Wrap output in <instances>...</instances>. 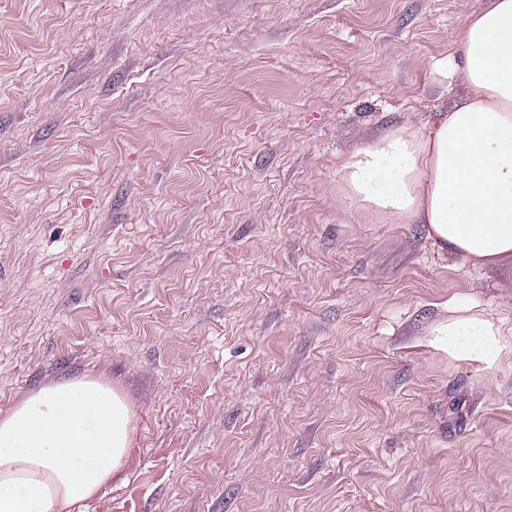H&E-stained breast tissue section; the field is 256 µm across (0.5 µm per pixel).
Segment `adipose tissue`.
I'll use <instances>...</instances> for the list:
<instances>
[{"label": "adipose tissue", "mask_w": 512, "mask_h": 512, "mask_svg": "<svg viewBox=\"0 0 512 512\" xmlns=\"http://www.w3.org/2000/svg\"><path fill=\"white\" fill-rule=\"evenodd\" d=\"M432 68L466 92L429 121L389 128L346 154L347 198L394 224L422 225L437 254L479 270L512 266V0H488ZM433 346L492 369L512 320L467 295L441 306ZM132 411L108 384L73 375L0 412V512H90L118 477Z\"/></svg>", "instance_id": "1"}]
</instances>
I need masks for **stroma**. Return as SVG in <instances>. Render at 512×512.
I'll return each mask as SVG.
<instances>
[{
  "instance_id": "obj_1",
  "label": "stroma",
  "mask_w": 512,
  "mask_h": 512,
  "mask_svg": "<svg viewBox=\"0 0 512 512\" xmlns=\"http://www.w3.org/2000/svg\"><path fill=\"white\" fill-rule=\"evenodd\" d=\"M485 0H0V410L88 375L133 441L95 512H512V353L431 345L512 278L350 203Z\"/></svg>"
}]
</instances>
